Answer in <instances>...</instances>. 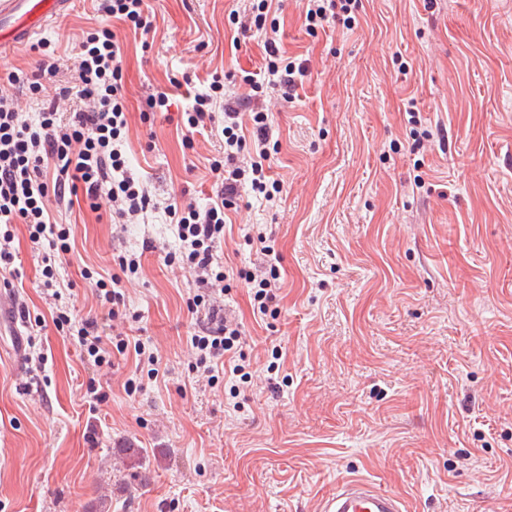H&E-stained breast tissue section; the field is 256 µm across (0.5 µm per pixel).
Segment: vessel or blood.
<instances>
[{"label": "vessel or blood", "mask_w": 512, "mask_h": 512, "mask_svg": "<svg viewBox=\"0 0 512 512\" xmlns=\"http://www.w3.org/2000/svg\"><path fill=\"white\" fill-rule=\"evenodd\" d=\"M71 0H0V48L24 45L55 17L69 11ZM322 512H404L401 497L364 478H347L325 501Z\"/></svg>", "instance_id": "obj_1"}]
</instances>
